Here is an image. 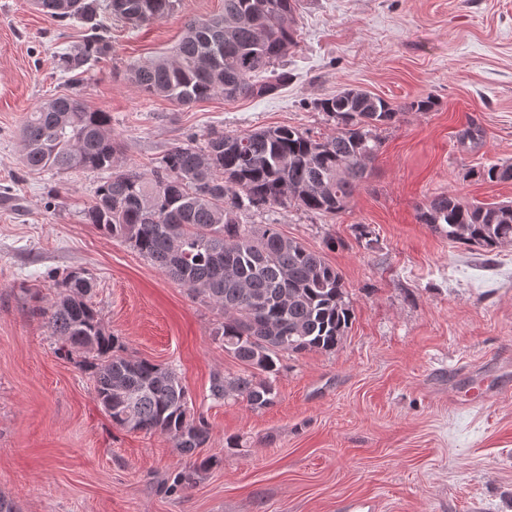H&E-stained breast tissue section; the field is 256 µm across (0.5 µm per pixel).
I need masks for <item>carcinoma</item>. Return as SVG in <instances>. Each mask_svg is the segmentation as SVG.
<instances>
[{
  "mask_svg": "<svg viewBox=\"0 0 512 512\" xmlns=\"http://www.w3.org/2000/svg\"><path fill=\"white\" fill-rule=\"evenodd\" d=\"M179 2L34 0V6L58 21L78 19L88 26L83 43L60 57L62 71L69 73L110 53L103 13L142 26L165 18ZM295 5L296 0H224V14L210 25L190 21L172 56L136 66L132 81L145 95L179 105L214 96H266L286 79L275 65L295 44L288 24ZM433 107L428 98L394 106L349 89L316 102L336 121L329 138L316 140L290 127L243 134L212 130L202 146L190 141L173 147L147 176L114 165L119 145L110 133L109 113L88 110L76 95H61L25 120L23 163L35 171L109 172L83 211L85 223L128 243L219 311L214 335L243 370L214 374L210 396L262 410L277 398L282 357L335 350L352 313L342 274L321 253L273 224H244L241 215L291 204L325 214L345 210L378 152L375 131L405 112ZM482 176L511 181L512 163L493 165ZM417 219L450 245L486 251L512 245V202L479 205L441 195L420 206ZM59 288L39 309L61 340L58 350L82 356L95 398L113 424L163 435L192 459L178 473L177 486L193 487L219 459L197 458L210 429L203 415L191 413L177 370L126 353L91 304L93 282L85 271H69Z\"/></svg>",
  "mask_w": 512,
  "mask_h": 512,
  "instance_id": "1",
  "label": "carcinoma"
}]
</instances>
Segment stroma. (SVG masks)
I'll list each match as a JSON object with an SVG mask.
<instances>
[{
  "instance_id": "obj_1",
  "label": "stroma",
  "mask_w": 512,
  "mask_h": 512,
  "mask_svg": "<svg viewBox=\"0 0 512 512\" xmlns=\"http://www.w3.org/2000/svg\"><path fill=\"white\" fill-rule=\"evenodd\" d=\"M223 11L224 0H180L147 26L112 18L110 54L76 75L58 56L85 25L0 0V495L19 512H342L350 500L374 512H512V372L501 370L512 363V245L454 247L416 216L443 194L512 201V181L482 176L512 162V0H299L275 93L180 106L136 88L134 65L170 55L189 21ZM347 89L436 106L377 130L345 211L291 205L242 221L323 252L352 323L336 350L282 358L268 408L213 400L212 376L242 370L213 334L217 311L84 222L105 173L25 168L20 128L46 100L79 95L110 114L116 164L147 173L212 129L333 136L314 104ZM470 125L478 139L463 138ZM76 268L106 330L175 367L207 420L201 454L218 463L194 487L176 488L186 459L169 439L113 425L78 357L58 352L38 310ZM466 368L499 393L460 404Z\"/></svg>"
}]
</instances>
